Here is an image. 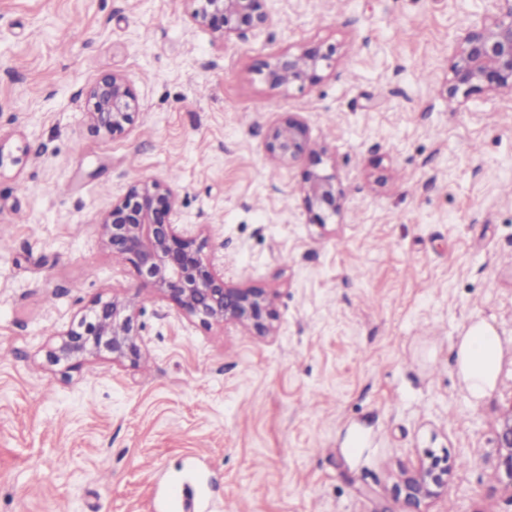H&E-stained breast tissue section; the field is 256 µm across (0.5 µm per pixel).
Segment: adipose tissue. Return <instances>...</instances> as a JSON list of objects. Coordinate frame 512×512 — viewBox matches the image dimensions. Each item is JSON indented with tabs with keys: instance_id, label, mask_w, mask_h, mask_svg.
I'll return each instance as SVG.
<instances>
[{
	"instance_id": "adipose-tissue-1",
	"label": "adipose tissue",
	"mask_w": 512,
	"mask_h": 512,
	"mask_svg": "<svg viewBox=\"0 0 512 512\" xmlns=\"http://www.w3.org/2000/svg\"><path fill=\"white\" fill-rule=\"evenodd\" d=\"M501 346L484 321L471 323L457 349L458 372L472 399L482 398L495 384Z\"/></svg>"
}]
</instances>
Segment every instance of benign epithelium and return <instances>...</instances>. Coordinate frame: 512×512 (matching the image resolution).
<instances>
[{
    "instance_id": "7a95c632",
    "label": "benign epithelium",
    "mask_w": 512,
    "mask_h": 512,
    "mask_svg": "<svg viewBox=\"0 0 512 512\" xmlns=\"http://www.w3.org/2000/svg\"><path fill=\"white\" fill-rule=\"evenodd\" d=\"M192 21L226 42L245 41L255 30L273 21L270 0H191ZM335 48L314 46L299 54H283L270 71L275 85L301 87L321 80L319 71L330 67ZM452 73L448 95L465 98L474 93H512V0H493V12L455 39L449 58ZM88 120L117 135L137 113L136 96L125 80L114 74L93 84L87 94ZM309 149L306 125L287 116L271 127L267 152L278 165L299 159ZM304 193L314 224L340 211L344 197L332 175L310 172ZM178 196L170 187L150 179L139 180L112 201L98 222L102 243L112 256L130 264L142 286L169 301L177 313L197 318L206 326L234 324L256 336L276 333L274 294L263 288L232 285L224 270L204 254L208 237L202 224H178ZM139 308L124 293L95 299L77 323L59 333L60 343L46 352L58 365L73 358L103 351L112 364L139 363L149 353V340L138 324ZM500 458L497 477L512 489V411L497 433ZM448 487V464L440 459L421 462L394 493L411 504L433 498Z\"/></svg>"
}]
</instances>
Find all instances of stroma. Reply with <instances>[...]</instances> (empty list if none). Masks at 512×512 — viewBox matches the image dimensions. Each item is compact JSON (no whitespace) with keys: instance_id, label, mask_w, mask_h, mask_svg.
<instances>
[{"instance_id":"stroma-1","label":"stroma","mask_w":512,"mask_h":512,"mask_svg":"<svg viewBox=\"0 0 512 512\" xmlns=\"http://www.w3.org/2000/svg\"><path fill=\"white\" fill-rule=\"evenodd\" d=\"M489 0H274L220 44L190 0H0V512H155L191 459L221 512H412L394 486L448 462L422 512H512L497 433L512 409V95L448 99L454 40ZM337 47L315 86H276L287 52ZM121 75L139 112L120 135L86 92ZM311 150L266 151L285 116ZM335 176L314 224L305 175ZM141 178L206 225L226 278L276 295L278 333L170 316L97 223ZM134 297L150 355L48 365L97 297ZM499 336L472 400L455 345Z\"/></svg>"}]
</instances>
